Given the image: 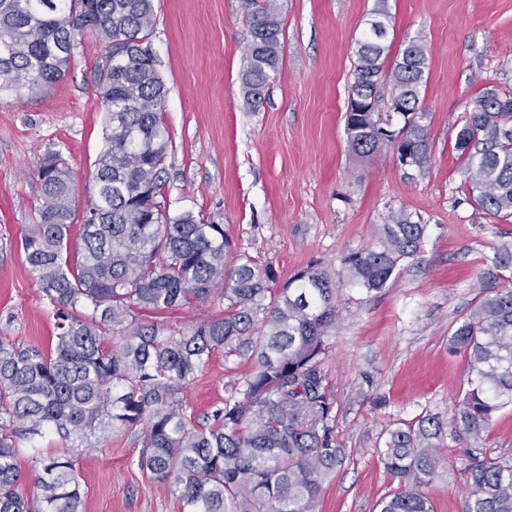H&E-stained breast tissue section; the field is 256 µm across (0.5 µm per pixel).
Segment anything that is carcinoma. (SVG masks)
<instances>
[{
  "instance_id": "carcinoma-1",
  "label": "carcinoma",
  "mask_w": 512,
  "mask_h": 512,
  "mask_svg": "<svg viewBox=\"0 0 512 512\" xmlns=\"http://www.w3.org/2000/svg\"><path fill=\"white\" fill-rule=\"evenodd\" d=\"M251 40L242 82L245 104L262 99L281 60L276 0H244ZM357 42L349 100L370 112L345 115L352 154L390 145L412 166L429 161L416 121L428 57L419 40L386 65L387 13ZM154 0H0V95L47 92L68 71L89 33L100 47L95 89L105 107L104 147L86 209L73 207L75 181L60 151L37 176L42 204L20 242L56 320L49 349L0 340V512H81L77 456L96 430L141 444L136 465L175 495L181 512H318L325 484L344 460L330 425L334 398L321 368L336 326L342 284L386 287L418 254L427 225L392 212L376 245L342 258L333 277L314 260L279 285L271 261L232 255L224 225L191 210L170 212L165 159L166 88L148 40ZM401 113L399 140L387 137L378 104ZM469 197L491 218L512 216V92L485 90L457 133ZM82 259L70 262L72 237ZM216 296L224 310L188 330L168 331L159 314ZM469 359L468 390L446 423L425 413L387 432L382 460L399 490L379 512H433L420 487L439 475L447 424L466 440V512H512V466L483 451V433L512 407V289L477 302L450 336ZM244 359L251 372L210 415L189 427L180 398L212 354ZM56 436L66 450L43 453ZM28 444L40 475L33 496L19 489V448Z\"/></svg>"
}]
</instances>
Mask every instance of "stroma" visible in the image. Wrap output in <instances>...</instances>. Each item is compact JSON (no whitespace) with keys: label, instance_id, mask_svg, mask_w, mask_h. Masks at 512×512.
I'll use <instances>...</instances> for the list:
<instances>
[{"label":"stroma","instance_id":"35a3bbf8","mask_svg":"<svg viewBox=\"0 0 512 512\" xmlns=\"http://www.w3.org/2000/svg\"><path fill=\"white\" fill-rule=\"evenodd\" d=\"M281 61L257 108L246 107L241 74L250 39L243 0H155L149 40L167 95L164 119L171 211L223 225L232 249L273 261L288 281L310 261L330 272L344 254L376 244L390 212L427 226L420 253L386 288L343 289L322 368L334 395L333 435L346 458L326 484L319 512H377L395 492L379 449L388 429L422 413L450 420L467 388L468 357L448 338L490 291L512 289V218L476 211L465 187L456 135L488 88L512 91V0H280ZM387 43L413 39L428 55L419 120L425 170L401 166L392 149L354 157L345 133L357 42L378 9ZM99 49L85 38L64 79L44 96L0 97V339L49 346L50 306L29 272L20 236L42 203L41 156L67 158L83 210L94 190L105 109L94 87ZM251 369L213 354L183 391L201 423ZM385 396L383 408L372 398ZM463 446L442 443L440 476L424 486L434 512H465ZM140 446L121 433L93 436L78 458L82 512H180L136 466Z\"/></svg>","mask_w":512,"mask_h":512}]
</instances>
